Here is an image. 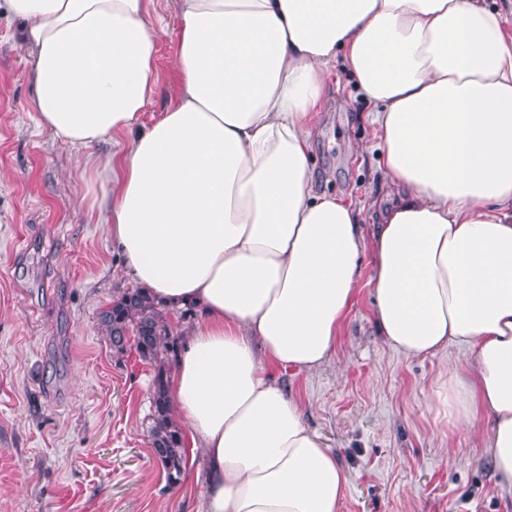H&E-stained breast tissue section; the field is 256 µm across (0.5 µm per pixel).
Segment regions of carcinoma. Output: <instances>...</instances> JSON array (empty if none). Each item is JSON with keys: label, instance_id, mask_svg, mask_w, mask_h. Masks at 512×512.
<instances>
[{"label": "carcinoma", "instance_id": "1", "mask_svg": "<svg viewBox=\"0 0 512 512\" xmlns=\"http://www.w3.org/2000/svg\"><path fill=\"white\" fill-rule=\"evenodd\" d=\"M101 324L116 351H124L131 337L140 359L153 367L150 444L167 469V476L176 483L181 475L183 436L173 420L166 389L169 356L180 345V337L163 317L155 298L140 288L128 290L112 301L101 313Z\"/></svg>", "mask_w": 512, "mask_h": 512}]
</instances>
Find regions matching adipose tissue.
<instances>
[{"mask_svg": "<svg viewBox=\"0 0 512 512\" xmlns=\"http://www.w3.org/2000/svg\"><path fill=\"white\" fill-rule=\"evenodd\" d=\"M21 18L38 124L111 143L83 169L125 273L196 311L168 395L204 512H339L347 477L269 366L327 364L372 251L393 349L458 345L430 405L512 482V37L486 0H178L174 103L152 123V0H1ZM343 63L384 199L318 191L312 130ZM372 224L364 237L363 224Z\"/></svg>", "mask_w": 512, "mask_h": 512, "instance_id": "adipose-tissue-1", "label": "adipose tissue"}]
</instances>
